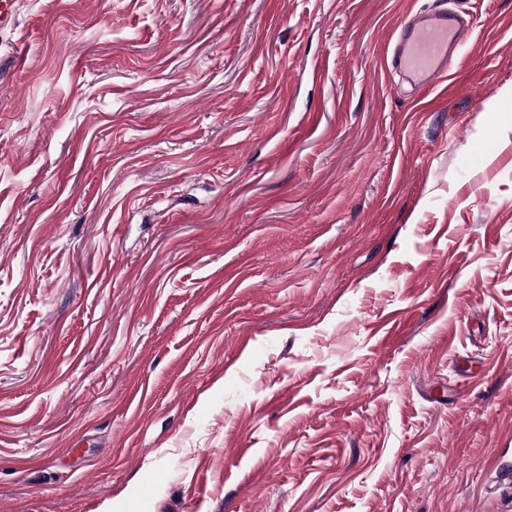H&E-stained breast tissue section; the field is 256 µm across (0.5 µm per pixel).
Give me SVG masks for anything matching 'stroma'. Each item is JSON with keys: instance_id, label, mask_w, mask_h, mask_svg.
<instances>
[{"instance_id": "35a3bbf8", "label": "stroma", "mask_w": 512, "mask_h": 512, "mask_svg": "<svg viewBox=\"0 0 512 512\" xmlns=\"http://www.w3.org/2000/svg\"><path fill=\"white\" fill-rule=\"evenodd\" d=\"M439 2L18 0L0 512H512V0L409 86ZM464 32L459 12L442 6L430 9L393 34L390 64L418 84L432 83L445 73L448 52L459 46Z\"/></svg>"}]
</instances>
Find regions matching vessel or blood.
<instances>
[{
	"instance_id": "1",
	"label": "vessel or blood",
	"mask_w": 512,
	"mask_h": 512,
	"mask_svg": "<svg viewBox=\"0 0 512 512\" xmlns=\"http://www.w3.org/2000/svg\"><path fill=\"white\" fill-rule=\"evenodd\" d=\"M464 32L459 12L442 6L430 9L393 34L390 64L416 83H432L443 76L448 54L459 46Z\"/></svg>"
}]
</instances>
